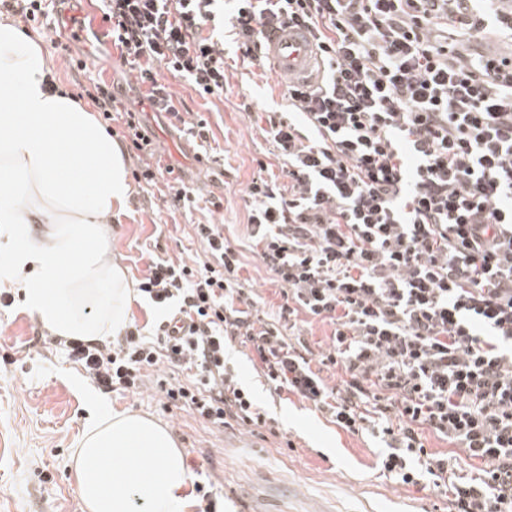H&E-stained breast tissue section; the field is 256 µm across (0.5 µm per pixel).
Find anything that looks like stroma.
I'll return each mask as SVG.
<instances>
[{"mask_svg": "<svg viewBox=\"0 0 512 512\" xmlns=\"http://www.w3.org/2000/svg\"><path fill=\"white\" fill-rule=\"evenodd\" d=\"M42 48L56 82L83 105H90L88 92L100 82L111 87L117 111L139 113L167 167L156 184H134L126 214L112 227V255L129 279L140 280L153 258L200 255L193 225L220 224L242 256V276L260 317L271 319L283 291L247 234L245 190L257 160L268 162L270 173L281 172L254 116L287 111L283 83L237 58L230 43L223 97H201L187 81L160 73V82L181 100L186 121L206 122L209 138L203 143L150 108L144 86L115 48L73 45V55L88 59L85 74L65 67L50 41ZM207 154L215 161L206 167L200 158ZM169 182L192 190L194 203L170 208L164 196ZM229 356L243 385L278 419V435L236 423L220 432L187 411L163 410L149 383L136 394L102 393L55 347L22 301L0 311V512H83L73 492L70 458L85 424L104 410L146 414L169 428L200 485L193 494L195 512H204L211 501L219 512H448L447 499L437 492L381 475L376 438L342 430L296 396L270 394L244 347L233 346Z\"/></svg>", "mask_w": 512, "mask_h": 512, "instance_id": "stroma-1", "label": "stroma"}]
</instances>
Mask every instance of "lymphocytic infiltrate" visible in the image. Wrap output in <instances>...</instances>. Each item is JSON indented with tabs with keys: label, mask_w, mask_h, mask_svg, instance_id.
Segmentation results:
<instances>
[{
	"label": "lymphocytic infiltrate",
	"mask_w": 512,
	"mask_h": 512,
	"mask_svg": "<svg viewBox=\"0 0 512 512\" xmlns=\"http://www.w3.org/2000/svg\"><path fill=\"white\" fill-rule=\"evenodd\" d=\"M235 2L226 16L219 0L99 8L150 107L176 120L158 72L223 96L219 28L253 63L270 33L308 34L318 78H286L289 113L262 131L287 181L263 163L246 189L249 234L286 301L256 315L223 225L198 224L201 261L153 259L138 285L174 316L151 336L132 324L110 345L65 341L69 358L105 393H137L169 364L191 378L157 380L163 409L276 430L228 365L240 343L271 393L378 430L384 475L427 482L448 512H512V0ZM5 9L48 30L86 25L57 0ZM302 313L333 325L321 363L339 384L301 352ZM427 431L459 459L428 452ZM463 459L479 470L461 475Z\"/></svg>",
	"instance_id": "1"
}]
</instances>
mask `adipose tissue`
I'll use <instances>...</instances> for the list:
<instances>
[{
  "mask_svg": "<svg viewBox=\"0 0 512 512\" xmlns=\"http://www.w3.org/2000/svg\"><path fill=\"white\" fill-rule=\"evenodd\" d=\"M36 37L0 19V232L29 238L13 256L29 314L52 335L98 343L123 332L133 285L110 250L132 186L122 148L68 90L42 91ZM85 512H191L192 483L169 430L139 413H106L72 458Z\"/></svg>",
  "mask_w": 512,
  "mask_h": 512,
  "instance_id": "ef3b65f1",
  "label": "adipose tissue"
}]
</instances>
